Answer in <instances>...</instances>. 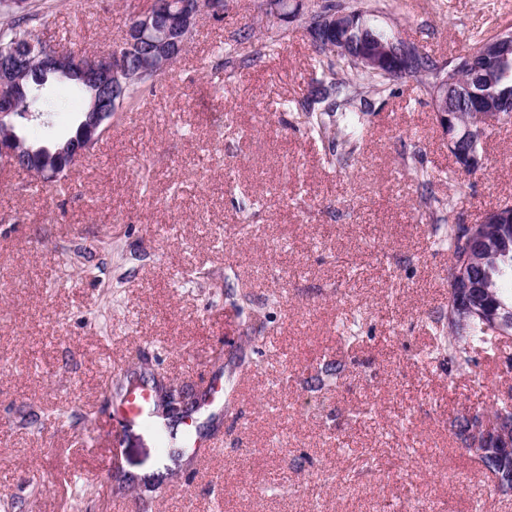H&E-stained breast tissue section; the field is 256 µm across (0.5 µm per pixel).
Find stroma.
<instances>
[{
	"label": "stroma",
	"mask_w": 512,
	"mask_h": 512,
	"mask_svg": "<svg viewBox=\"0 0 512 512\" xmlns=\"http://www.w3.org/2000/svg\"><path fill=\"white\" fill-rule=\"evenodd\" d=\"M326 2L300 0L284 22L262 0H224L223 20L200 17L65 192L0 174V512H512L451 427L490 411L512 369L484 357L458 368L428 331L448 304L450 260L415 178L434 174L462 224L512 202V121L463 172L411 79L368 94L361 153L332 163L341 143L310 137L282 107L308 89L306 26ZM29 3L42 39L92 53L152 0ZM378 3L379 24L440 61L512 26V0ZM226 47L240 65L221 87ZM327 362L340 377L310 388ZM122 370L196 391L223 376V408L196 416L226 426L204 465L172 460L152 426L113 414ZM90 413L107 420L92 443L79 438ZM116 469L162 476L163 495L112 494Z\"/></svg>",
	"instance_id": "stroma-1"
}]
</instances>
